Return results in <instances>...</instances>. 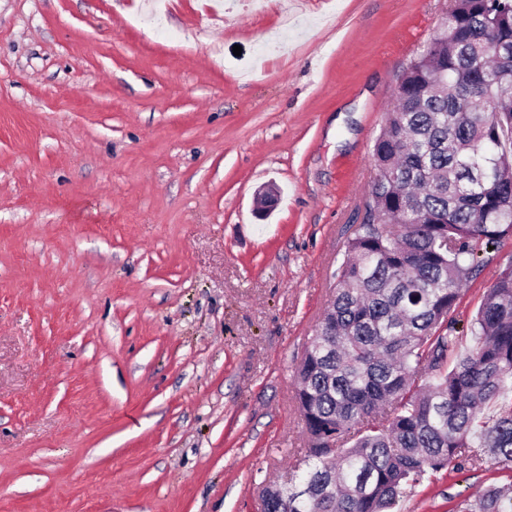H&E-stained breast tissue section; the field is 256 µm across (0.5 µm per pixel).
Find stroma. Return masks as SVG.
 <instances>
[{
    "instance_id": "stroma-1",
    "label": "stroma",
    "mask_w": 512,
    "mask_h": 512,
    "mask_svg": "<svg viewBox=\"0 0 512 512\" xmlns=\"http://www.w3.org/2000/svg\"><path fill=\"white\" fill-rule=\"evenodd\" d=\"M143 2L0 0V512H259L304 467L295 370L448 5ZM480 259L464 323L512 237ZM509 484L443 470L397 512Z\"/></svg>"
}]
</instances>
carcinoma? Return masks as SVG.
Returning <instances> with one entry per match:
<instances>
[{"instance_id":"carcinoma-1","label":"carcinoma","mask_w":512,"mask_h":512,"mask_svg":"<svg viewBox=\"0 0 512 512\" xmlns=\"http://www.w3.org/2000/svg\"><path fill=\"white\" fill-rule=\"evenodd\" d=\"M503 59L483 60L488 39ZM367 221L296 374L312 461L266 512H394L426 474L512 468V263L457 353L454 312L481 247L512 235V0H451L401 72L376 138ZM460 512H512L490 486Z\"/></svg>"}]
</instances>
